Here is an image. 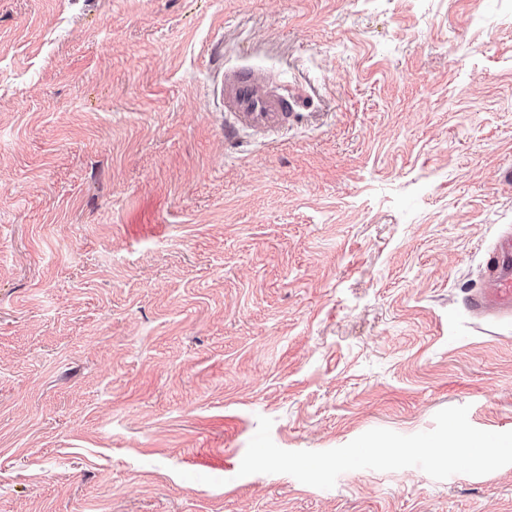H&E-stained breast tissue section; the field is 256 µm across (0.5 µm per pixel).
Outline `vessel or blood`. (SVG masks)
I'll use <instances>...</instances> for the list:
<instances>
[{"instance_id": "1", "label": "vessel or blood", "mask_w": 512, "mask_h": 512, "mask_svg": "<svg viewBox=\"0 0 512 512\" xmlns=\"http://www.w3.org/2000/svg\"><path fill=\"white\" fill-rule=\"evenodd\" d=\"M224 109L237 126L269 134L286 126L296 104L269 92L263 77L229 70L221 83ZM487 284L466 298L469 309L484 313L512 314V236L499 238L486 259Z\"/></svg>"}]
</instances>
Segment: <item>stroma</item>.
I'll return each mask as SVG.
<instances>
[{
	"label": "stroma",
	"instance_id": "stroma-1",
	"mask_svg": "<svg viewBox=\"0 0 512 512\" xmlns=\"http://www.w3.org/2000/svg\"><path fill=\"white\" fill-rule=\"evenodd\" d=\"M301 100L237 131L225 70ZM512 0H0V512H512V465L239 476L512 431ZM487 285L466 298L469 309L478 313L512 314V236L497 241L486 259Z\"/></svg>",
	"mask_w": 512,
	"mask_h": 512
}]
</instances>
